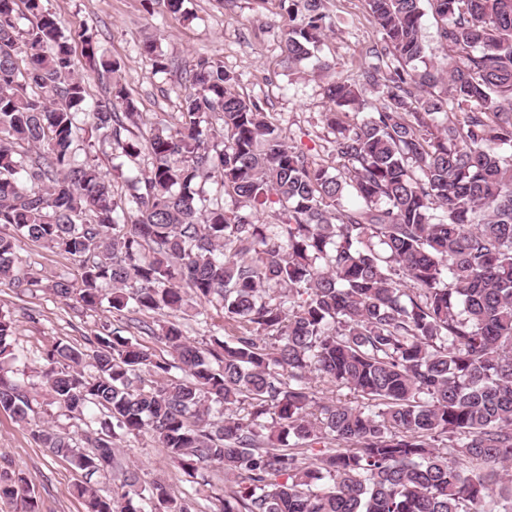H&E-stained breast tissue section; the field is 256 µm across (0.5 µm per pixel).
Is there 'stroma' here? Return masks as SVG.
Instances as JSON below:
<instances>
[{
  "label": "stroma",
  "mask_w": 512,
  "mask_h": 512,
  "mask_svg": "<svg viewBox=\"0 0 512 512\" xmlns=\"http://www.w3.org/2000/svg\"><path fill=\"white\" fill-rule=\"evenodd\" d=\"M47 6L62 18L68 31L87 26L95 30L108 56L119 61L124 82L149 121H178L185 76L198 57L206 56L223 62L226 70L239 76V92L261 99L289 144L316 155L325 134L320 122L325 110L324 79L316 70L318 61H333L337 78H349L367 62L366 51L378 39L364 0H329L333 29L312 58L291 69L283 61L279 0H185L184 9L195 16L189 24L164 18L161 4L154 14H147L143 0H48ZM150 33L159 37L171 62L167 73L154 72L140 54ZM19 257L22 267L40 274L45 289L20 297L2 287L0 308L14 314L16 343L30 364H39L49 341L80 347L102 326L119 324V316L107 307L82 310L48 291V284L72 269L65 256L25 242ZM121 455L137 471L143 487L161 483L177 497L189 487L165 449L149 436L124 438ZM1 471L27 478L39 512H83L75 490L79 470L69 460L40 448L29 429L0 410Z\"/></svg>",
  "instance_id": "35a3bbf8"
}]
</instances>
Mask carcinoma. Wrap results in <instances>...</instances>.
Returning <instances> with one entry per match:
<instances>
[{
    "instance_id": "obj_1",
    "label": "carcinoma",
    "mask_w": 512,
    "mask_h": 512,
    "mask_svg": "<svg viewBox=\"0 0 512 512\" xmlns=\"http://www.w3.org/2000/svg\"><path fill=\"white\" fill-rule=\"evenodd\" d=\"M280 2L297 64L332 16L325 0ZM365 3L380 35L370 62L344 80L319 64L332 176L208 57L178 124L141 142L147 119L95 31L78 38L107 95L89 110L61 18L45 0H0V286L43 289L19 266L32 242L75 265L54 295L139 313L167 347L104 326L82 348L43 350L50 403L86 430L79 444L50 425L31 433L80 471L86 512H198L212 467L217 512H512V0ZM426 7L442 65L426 64ZM141 55L168 71L156 38ZM442 112L457 117L439 125ZM97 144L130 161L145 149L148 169L104 172ZM273 204L278 223H259ZM211 309L227 338L204 348L159 319L206 324ZM15 335L0 312V408L28 425ZM315 378L364 403L319 396ZM141 434L190 491L135 490L117 451ZM116 475L120 490L104 489ZM0 499L38 512L20 475H0Z\"/></svg>"
}]
</instances>
